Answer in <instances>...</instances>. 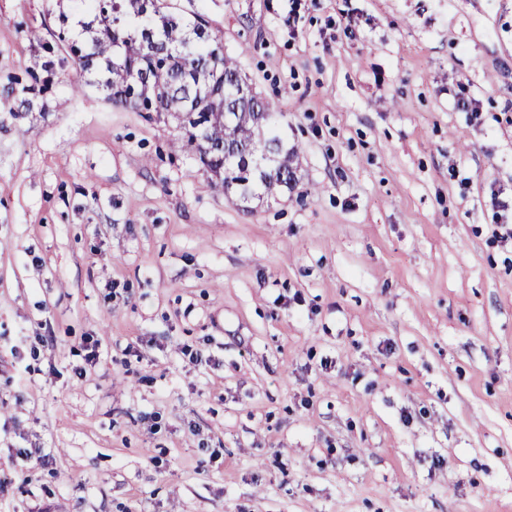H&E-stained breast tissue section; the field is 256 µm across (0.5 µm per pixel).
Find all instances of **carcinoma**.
Segmentation results:
<instances>
[{"instance_id": "1", "label": "carcinoma", "mask_w": 512, "mask_h": 512, "mask_svg": "<svg viewBox=\"0 0 512 512\" xmlns=\"http://www.w3.org/2000/svg\"><path fill=\"white\" fill-rule=\"evenodd\" d=\"M77 3L101 29L89 40L71 41V55L83 70L104 63L112 74L106 88L113 104L173 116L183 147L229 198L247 202L295 188L291 161L299 145L286 147L275 127L257 122L255 111L271 115L275 104L240 93L248 83L203 18L195 17L187 34L180 18L150 9L147 0ZM115 9L124 15L119 26L113 24ZM257 147L275 157L272 166H256Z\"/></svg>"}]
</instances>
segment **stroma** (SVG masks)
I'll use <instances>...</instances> for the list:
<instances>
[{
  "instance_id": "obj_1",
  "label": "stroma",
  "mask_w": 512,
  "mask_h": 512,
  "mask_svg": "<svg viewBox=\"0 0 512 512\" xmlns=\"http://www.w3.org/2000/svg\"><path fill=\"white\" fill-rule=\"evenodd\" d=\"M163 2L298 187L228 199L73 0H0V512H512V0ZM448 94L452 97L457 111L466 112L475 119L480 117L479 100L470 95V91L465 84L458 83L456 88H448Z\"/></svg>"
}]
</instances>
